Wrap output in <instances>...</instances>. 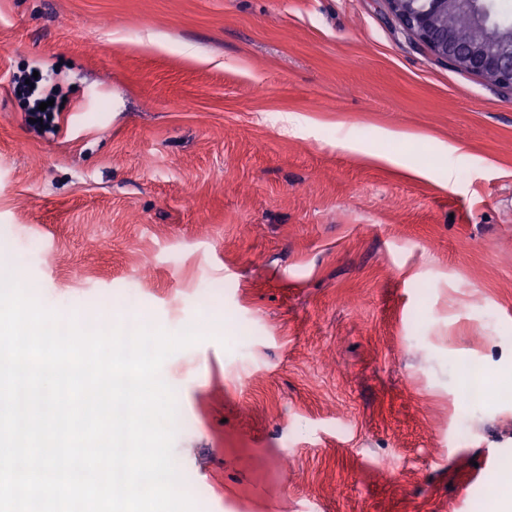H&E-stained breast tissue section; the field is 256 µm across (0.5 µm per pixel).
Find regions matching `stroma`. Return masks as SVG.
Instances as JSON below:
<instances>
[{
  "label": "stroma",
  "mask_w": 512,
  "mask_h": 512,
  "mask_svg": "<svg viewBox=\"0 0 512 512\" xmlns=\"http://www.w3.org/2000/svg\"><path fill=\"white\" fill-rule=\"evenodd\" d=\"M0 263L203 328L162 365L197 512H488L512 459L457 377L512 365V90L383 0H0Z\"/></svg>",
  "instance_id": "1"
}]
</instances>
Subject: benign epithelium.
<instances>
[{
	"instance_id": "7a95c632",
	"label": "benign epithelium",
	"mask_w": 512,
	"mask_h": 512,
	"mask_svg": "<svg viewBox=\"0 0 512 512\" xmlns=\"http://www.w3.org/2000/svg\"><path fill=\"white\" fill-rule=\"evenodd\" d=\"M404 30L438 58L501 88L512 89V21L494 0H385ZM469 21L460 40L456 19Z\"/></svg>"
}]
</instances>
